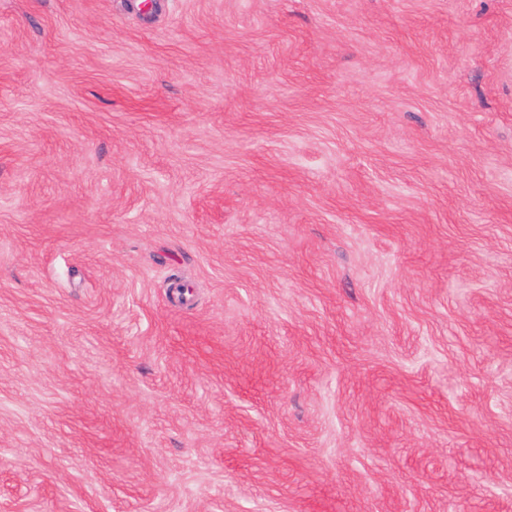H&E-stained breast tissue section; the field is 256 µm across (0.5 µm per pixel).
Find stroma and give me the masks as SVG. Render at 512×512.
<instances>
[{
    "label": "stroma",
    "instance_id": "35a3bbf8",
    "mask_svg": "<svg viewBox=\"0 0 512 512\" xmlns=\"http://www.w3.org/2000/svg\"><path fill=\"white\" fill-rule=\"evenodd\" d=\"M0 512H512V0H0Z\"/></svg>",
    "mask_w": 512,
    "mask_h": 512
}]
</instances>
